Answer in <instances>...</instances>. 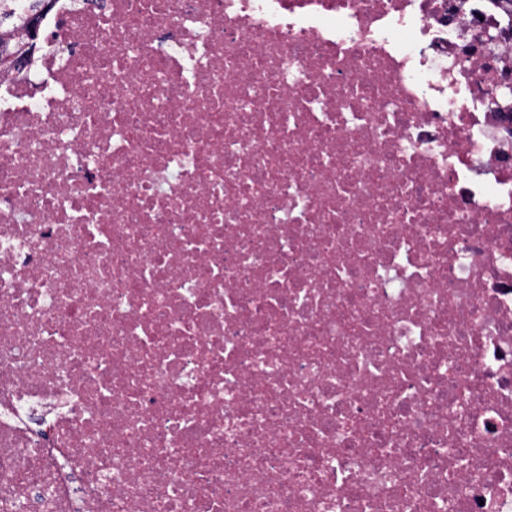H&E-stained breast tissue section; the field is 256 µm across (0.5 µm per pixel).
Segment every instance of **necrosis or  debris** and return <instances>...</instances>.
I'll return each mask as SVG.
<instances>
[{"label":"necrosis or debris","instance_id":"obj_1","mask_svg":"<svg viewBox=\"0 0 512 512\" xmlns=\"http://www.w3.org/2000/svg\"><path fill=\"white\" fill-rule=\"evenodd\" d=\"M0 74V512H512L503 0H55Z\"/></svg>","mask_w":512,"mask_h":512}]
</instances>
